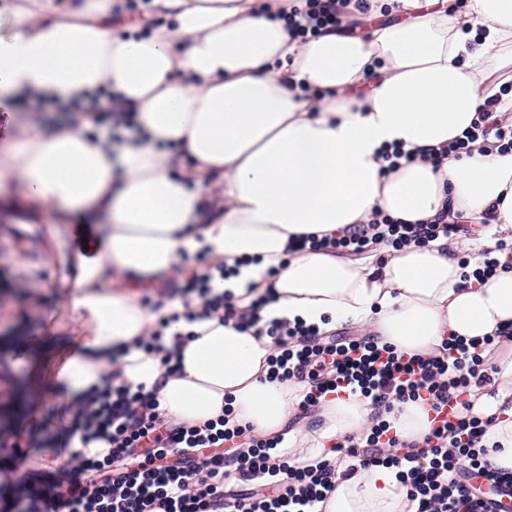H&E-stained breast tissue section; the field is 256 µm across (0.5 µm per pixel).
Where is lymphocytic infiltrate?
<instances>
[{
	"instance_id": "f902f5d3",
	"label": "lymphocytic infiltrate",
	"mask_w": 512,
	"mask_h": 512,
	"mask_svg": "<svg viewBox=\"0 0 512 512\" xmlns=\"http://www.w3.org/2000/svg\"><path fill=\"white\" fill-rule=\"evenodd\" d=\"M482 107L471 130L449 142L442 155L466 152L469 145L495 137L500 152H512V127L494 120ZM455 221L439 216L427 224L373 223L341 238H308L313 250L346 249L360 254L386 242L398 247L423 244L455 231ZM277 353L271 371L295 376L308 385L301 410L329 393L361 394L376 407L420 400L430 411L451 405L452 420L431 426L421 445L401 451L387 423L363 439L334 443V459L299 466L273 456L277 439H260L246 425L218 419L201 426L174 424L155 413L150 399L126 386L93 391L71 411L70 433L106 439V452L71 454L74 479L34 474L17 490L10 473L28 459L10 437L0 436V507L5 512H313L336 482L338 463L347 473L387 467L406 491L410 512H493L477 493L473 478L495 490L512 489V472L493 467L480 442L484 422L470 415L466 399L472 381H483L484 352L493 338L456 339L437 356L397 352L362 337L324 341L302 325H272L266 331Z\"/></svg>"
}]
</instances>
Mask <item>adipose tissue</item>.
Here are the masks:
<instances>
[{"instance_id": "adipose-tissue-1", "label": "adipose tissue", "mask_w": 512, "mask_h": 512, "mask_svg": "<svg viewBox=\"0 0 512 512\" xmlns=\"http://www.w3.org/2000/svg\"><path fill=\"white\" fill-rule=\"evenodd\" d=\"M339 26L299 36L281 9L305 0H151L165 25L141 33L124 0H16L0 14V97L134 111L137 137L46 133L35 116L0 150L18 205L91 227L67 287L74 340L53 361L71 401L103 385L154 394L167 420L201 425L231 413L257 437L282 436L292 462L330 457L383 418L401 439L430 427L420 401L375 416L361 396L320 399L297 420L306 385L278 379L271 337L215 316L187 321L180 298L162 351L142 346L156 316L147 288L223 265L218 286L238 312L273 293L262 323H303L325 336L345 324L378 344L436 354L453 338L490 336L487 377L469 389L486 420L481 444L512 471V154L475 146L433 165L431 153L471 128L479 110L512 126V0H366ZM209 183L204 195L197 184ZM449 212L471 233L426 245L382 244L358 257L289 251L297 238L341 236L385 216L430 222ZM491 253L492 277L466 276L461 254ZM318 512H408L394 470L337 480Z\"/></svg>"}]
</instances>
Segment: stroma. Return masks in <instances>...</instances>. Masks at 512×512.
Here are the masks:
<instances>
[{"instance_id": "35a3bbf8", "label": "stroma", "mask_w": 512, "mask_h": 512, "mask_svg": "<svg viewBox=\"0 0 512 512\" xmlns=\"http://www.w3.org/2000/svg\"><path fill=\"white\" fill-rule=\"evenodd\" d=\"M27 112L40 116L46 130L68 125L72 114L42 98L19 95L0 101V146L14 134V118ZM49 220L37 207H11L0 201V425L21 421V436L48 423L50 433L68 425L52 402L47 386L49 368L16 363L14 352L28 337H43L49 349L69 341L61 287L70 276L69 256L76 237L67 231L53 237Z\"/></svg>"}]
</instances>
